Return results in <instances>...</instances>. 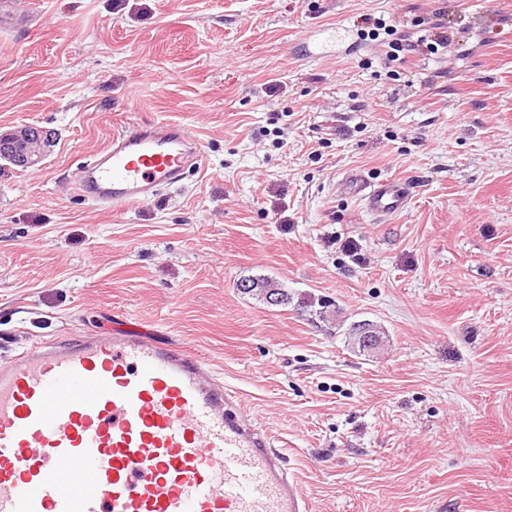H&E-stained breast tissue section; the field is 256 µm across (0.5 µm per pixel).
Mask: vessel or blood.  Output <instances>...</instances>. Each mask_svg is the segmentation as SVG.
<instances>
[{
  "label": "vessel or blood",
  "mask_w": 512,
  "mask_h": 512,
  "mask_svg": "<svg viewBox=\"0 0 512 512\" xmlns=\"http://www.w3.org/2000/svg\"><path fill=\"white\" fill-rule=\"evenodd\" d=\"M184 126L142 122L75 168L98 208L148 202L203 167ZM345 193L402 213L396 179L351 172ZM0 512H313L238 392L183 346L141 326L43 341L0 365Z\"/></svg>",
  "instance_id": "1"
}]
</instances>
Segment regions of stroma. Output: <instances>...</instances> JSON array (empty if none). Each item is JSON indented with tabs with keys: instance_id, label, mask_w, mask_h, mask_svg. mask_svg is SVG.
I'll use <instances>...</instances> for the list:
<instances>
[{
	"instance_id": "35a3bbf8",
	"label": "stroma",
	"mask_w": 512,
	"mask_h": 512,
	"mask_svg": "<svg viewBox=\"0 0 512 512\" xmlns=\"http://www.w3.org/2000/svg\"><path fill=\"white\" fill-rule=\"evenodd\" d=\"M0 30V364L125 318L240 392L314 512H512V0H27ZM385 16L451 26L439 54L302 34ZM183 124L205 164L96 208L76 164L133 122ZM399 179L376 219L346 172ZM269 277L290 304L243 293ZM333 304L336 317L315 311ZM380 328L363 351L342 327ZM51 135L34 127L23 126L18 131L0 136V157L17 160L25 167L40 164L51 147Z\"/></svg>"
}]
</instances>
